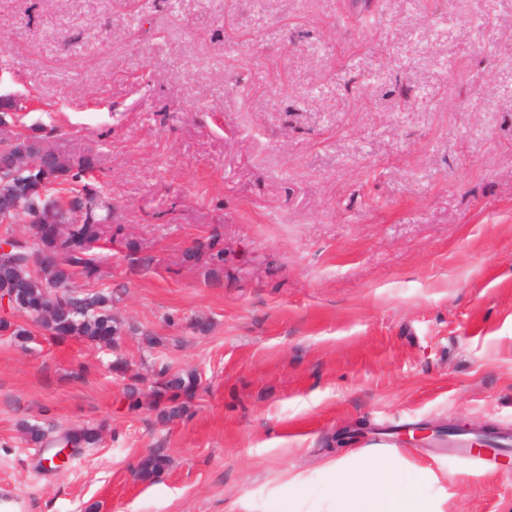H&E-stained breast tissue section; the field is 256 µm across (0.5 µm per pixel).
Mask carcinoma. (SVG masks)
Here are the masks:
<instances>
[{
  "label": "carcinoma",
  "mask_w": 512,
  "mask_h": 512,
  "mask_svg": "<svg viewBox=\"0 0 512 512\" xmlns=\"http://www.w3.org/2000/svg\"><path fill=\"white\" fill-rule=\"evenodd\" d=\"M38 142L26 137L19 144L3 142L0 165L12 164L14 170L0 177V224H15L31 214L39 196L34 189L42 172L53 177V193L65 206L81 213L74 224L59 223L60 210L41 207L39 223L31 225L30 249L0 262V298L15 297L10 308L25 314L35 325L46 328L58 338L80 336L97 344H119L122 329L110 313L111 297L97 291L56 298L49 305L48 296L55 288L68 285L76 275L97 277L98 266L92 249L102 240L112 203L99 191L77 190L74 183L81 173L92 168L90 161L62 159L53 153L43 155L45 168L22 169L17 162L37 151ZM159 386L153 391V405L164 419L174 417L187 406L199 388L200 378L192 372L170 373L167 366L159 369ZM29 440L44 448L71 445L82 448L98 442L95 429H72L52 435L42 429L28 427ZM167 466L165 456L149 452L140 461L138 477L151 481Z\"/></svg>",
  "instance_id": "1"
}]
</instances>
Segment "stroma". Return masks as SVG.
<instances>
[{
  "mask_svg": "<svg viewBox=\"0 0 512 512\" xmlns=\"http://www.w3.org/2000/svg\"><path fill=\"white\" fill-rule=\"evenodd\" d=\"M15 97L112 201L74 285L124 332L0 307L31 331L0 335V512H331L334 433L512 428V0H0ZM163 364L202 379L167 422ZM50 426L101 439L46 472ZM389 455L437 512H512L496 465ZM167 466V459L158 451H150L146 457L140 461L138 466V477L143 481H152Z\"/></svg>",
  "mask_w": 512,
  "mask_h": 512,
  "instance_id": "obj_1",
  "label": "stroma"
}]
</instances>
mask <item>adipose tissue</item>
Listing matches in <instances>:
<instances>
[{
	"label": "adipose tissue",
	"mask_w": 512,
	"mask_h": 512,
	"mask_svg": "<svg viewBox=\"0 0 512 512\" xmlns=\"http://www.w3.org/2000/svg\"><path fill=\"white\" fill-rule=\"evenodd\" d=\"M333 512H420L409 494L411 471L401 460L358 457L329 463Z\"/></svg>",
	"instance_id": "ef3b65f1"
}]
</instances>
